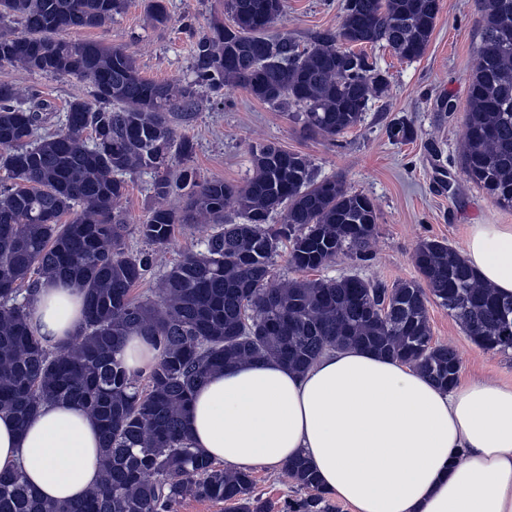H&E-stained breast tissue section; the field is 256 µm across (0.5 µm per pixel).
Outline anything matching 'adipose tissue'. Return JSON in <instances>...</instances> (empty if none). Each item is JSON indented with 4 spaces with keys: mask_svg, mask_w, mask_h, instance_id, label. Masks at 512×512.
<instances>
[{
    "mask_svg": "<svg viewBox=\"0 0 512 512\" xmlns=\"http://www.w3.org/2000/svg\"><path fill=\"white\" fill-rule=\"evenodd\" d=\"M462 254L482 285L512 294V224H472ZM43 343L84 319L79 289L45 282L31 307ZM191 444L225 466L280 467L302 454L353 512H512V384L474 378L442 390L414 366L361 349L299 373L276 361L212 372L195 390ZM100 430L75 403L26 425L0 412V468L20 466L61 505L99 483Z\"/></svg>",
    "mask_w": 512,
    "mask_h": 512,
    "instance_id": "adipose-tissue-1",
    "label": "adipose tissue"
}]
</instances>
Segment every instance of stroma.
Masks as SVG:
<instances>
[{
    "instance_id": "stroma-1",
    "label": "stroma",
    "mask_w": 512,
    "mask_h": 512,
    "mask_svg": "<svg viewBox=\"0 0 512 512\" xmlns=\"http://www.w3.org/2000/svg\"><path fill=\"white\" fill-rule=\"evenodd\" d=\"M341 0H283L281 14L270 32L307 41L311 35L338 30ZM170 20L158 24L147 12V0H126L124 12L108 27L72 29L67 40H94L126 48L140 74L157 82L193 78L194 48L213 21L231 23L224 0H166ZM478 0H440L436 26L425 54L415 61L400 60L389 48L376 46L368 53L390 82L386 97L372 101L364 122L336 140L302 132L297 113L280 112L251 96L244 88L225 85L220 93L197 89L190 120L174 119L178 136L194 145L190 157L173 158L170 172L191 170L197 180L244 183L253 171L250 147L272 142L290 152L306 155L322 177H342L347 186L369 196L377 210V236L373 258L360 262L338 257L320 270L323 278L358 275L391 285L415 278L412 254L424 239L463 247L471 224H512V207L494 204L462 170L461 144L468 108V83L480 43ZM0 82L33 90L51 102L49 128H58L63 109L73 96L91 98L89 83L71 76L30 74L0 65ZM404 118L414 128L405 142L393 141L388 126ZM153 173L129 177L127 191L115 209L126 224V249L146 250L137 233L156 199L151 190ZM203 224H186L175 232L169 249L138 283L135 298L152 300L170 267L195 249ZM435 342L454 347L460 357V380L492 376L512 383V350H485L465 334L446 309L427 305ZM254 491L280 512L286 499L300 490L283 471L255 467Z\"/></svg>"
}]
</instances>
